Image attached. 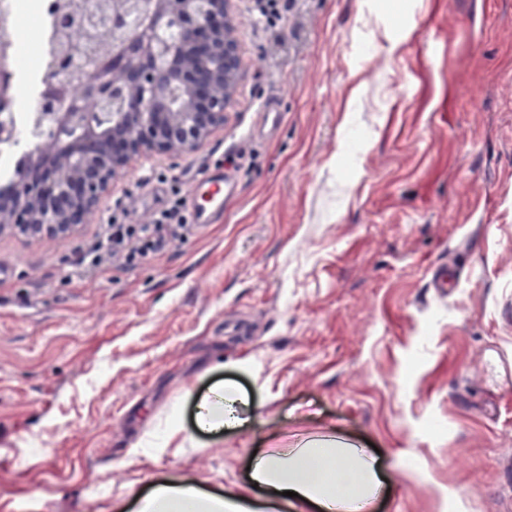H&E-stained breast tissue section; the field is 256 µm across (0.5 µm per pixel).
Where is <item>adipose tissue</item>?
Here are the masks:
<instances>
[{
    "label": "adipose tissue",
    "instance_id": "1",
    "mask_svg": "<svg viewBox=\"0 0 512 512\" xmlns=\"http://www.w3.org/2000/svg\"><path fill=\"white\" fill-rule=\"evenodd\" d=\"M239 401L233 387L214 388L198 406L200 425L217 429L235 423L233 407ZM250 481L265 491V498L233 492L209 495L188 483H162L142 499L139 512H263L270 503L292 510L309 503L318 512H367L380 486L372 459L361 449L338 448L327 441L257 457Z\"/></svg>",
    "mask_w": 512,
    "mask_h": 512
}]
</instances>
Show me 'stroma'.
Here are the masks:
<instances>
[{"label": "stroma", "instance_id": "35a3bbf8", "mask_svg": "<svg viewBox=\"0 0 512 512\" xmlns=\"http://www.w3.org/2000/svg\"><path fill=\"white\" fill-rule=\"evenodd\" d=\"M258 6L235 9L223 127L131 160L100 206L148 223L233 157L223 223L73 281L97 224L0 232V512L242 492L254 456L314 437L376 446L372 512H512V0ZM270 95L281 129L251 139ZM222 385L245 424L201 430Z\"/></svg>", "mask_w": 512, "mask_h": 512}]
</instances>
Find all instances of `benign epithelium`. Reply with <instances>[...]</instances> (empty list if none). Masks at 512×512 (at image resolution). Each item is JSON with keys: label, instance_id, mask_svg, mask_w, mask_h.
Returning <instances> with one entry per match:
<instances>
[{"label": "benign epithelium", "instance_id": "benign-epithelium-1", "mask_svg": "<svg viewBox=\"0 0 512 512\" xmlns=\"http://www.w3.org/2000/svg\"><path fill=\"white\" fill-rule=\"evenodd\" d=\"M143 2L154 31L173 23L179 40L141 35L114 15L112 58L106 70L86 73L78 98L57 78L45 84L40 123L50 141L41 160L0 187V232L73 234L97 216L113 177L132 159L193 150L224 125L241 71L234 0ZM11 91V62L3 56L0 97Z\"/></svg>", "mask_w": 512, "mask_h": 512}]
</instances>
